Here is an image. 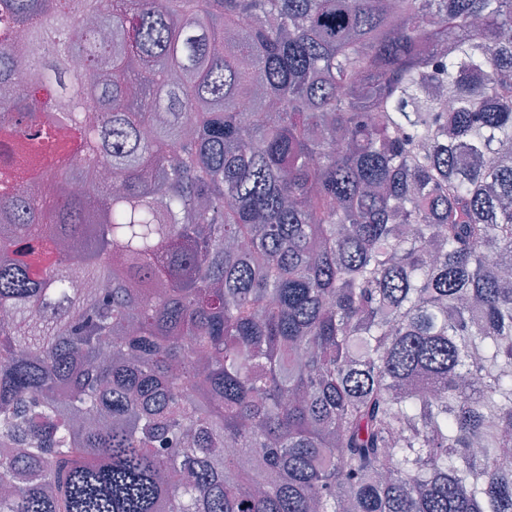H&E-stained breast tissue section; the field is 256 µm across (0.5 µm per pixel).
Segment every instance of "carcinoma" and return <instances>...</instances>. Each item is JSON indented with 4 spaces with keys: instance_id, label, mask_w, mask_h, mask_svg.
<instances>
[{
    "instance_id": "carcinoma-1",
    "label": "carcinoma",
    "mask_w": 512,
    "mask_h": 512,
    "mask_svg": "<svg viewBox=\"0 0 512 512\" xmlns=\"http://www.w3.org/2000/svg\"><path fill=\"white\" fill-rule=\"evenodd\" d=\"M73 3L0 0V512H512V0Z\"/></svg>"
}]
</instances>
